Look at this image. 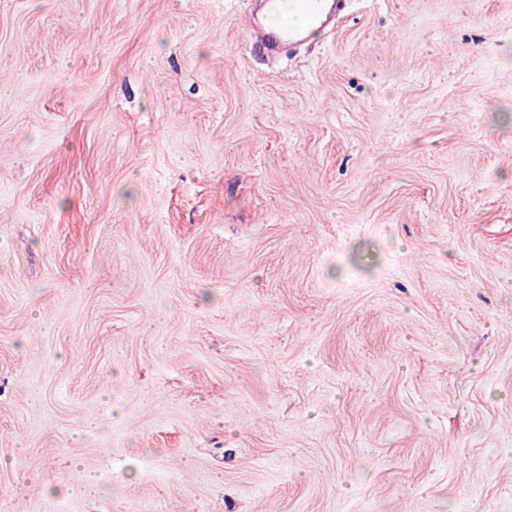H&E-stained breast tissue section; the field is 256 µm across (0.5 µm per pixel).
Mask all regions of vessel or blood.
Instances as JSON below:
<instances>
[{"instance_id":"vessel-or-blood-1","label":"vessel or blood","mask_w":512,"mask_h":512,"mask_svg":"<svg viewBox=\"0 0 512 512\" xmlns=\"http://www.w3.org/2000/svg\"><path fill=\"white\" fill-rule=\"evenodd\" d=\"M343 0H289L283 10L256 13L251 33L269 54L308 41L311 33L335 25L343 10Z\"/></svg>"}]
</instances>
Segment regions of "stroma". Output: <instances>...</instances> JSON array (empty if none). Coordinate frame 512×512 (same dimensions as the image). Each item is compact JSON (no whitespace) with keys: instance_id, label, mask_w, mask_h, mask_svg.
I'll return each instance as SVG.
<instances>
[{"instance_id":"stroma-1","label":"stroma","mask_w":512,"mask_h":512,"mask_svg":"<svg viewBox=\"0 0 512 512\" xmlns=\"http://www.w3.org/2000/svg\"><path fill=\"white\" fill-rule=\"evenodd\" d=\"M252 7L0 0V512H512V0ZM267 0L251 22L252 36L271 55L283 48L308 41L317 29H328L335 25L343 10V0H289L284 10L263 11Z\"/></svg>"}]
</instances>
